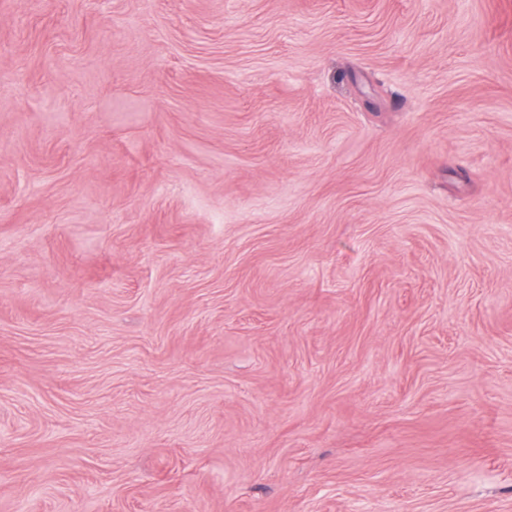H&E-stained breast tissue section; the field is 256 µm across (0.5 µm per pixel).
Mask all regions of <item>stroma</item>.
<instances>
[{
    "mask_svg": "<svg viewBox=\"0 0 512 512\" xmlns=\"http://www.w3.org/2000/svg\"><path fill=\"white\" fill-rule=\"evenodd\" d=\"M0 512H512V0H0Z\"/></svg>",
    "mask_w": 512,
    "mask_h": 512,
    "instance_id": "1",
    "label": "stroma"
}]
</instances>
